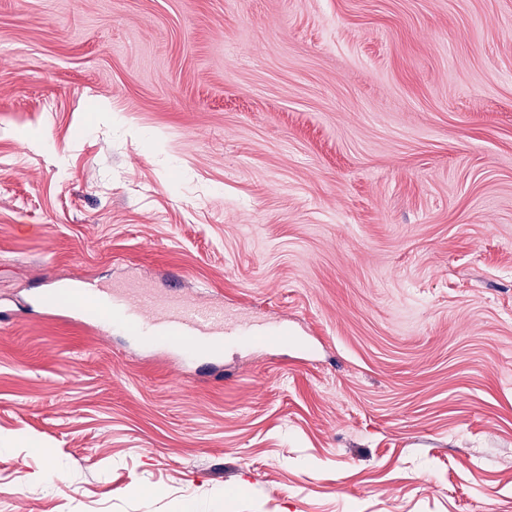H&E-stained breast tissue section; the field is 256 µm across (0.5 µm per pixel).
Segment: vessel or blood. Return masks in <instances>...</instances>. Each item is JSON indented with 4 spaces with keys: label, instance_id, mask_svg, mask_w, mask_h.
<instances>
[{
    "label": "vessel or blood",
    "instance_id": "b4317fda",
    "mask_svg": "<svg viewBox=\"0 0 512 512\" xmlns=\"http://www.w3.org/2000/svg\"><path fill=\"white\" fill-rule=\"evenodd\" d=\"M62 302L78 315L85 314L87 308H96L103 331L121 328L136 332L145 344L174 348L188 361L226 347L277 343L282 339L274 323H254L230 316L221 307L169 300L130 286L90 288L78 282L71 284L68 296L48 295L41 306L51 310Z\"/></svg>",
    "mask_w": 512,
    "mask_h": 512
}]
</instances>
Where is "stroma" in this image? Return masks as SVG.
Wrapping results in <instances>:
<instances>
[{"label":"stroma","instance_id":"obj_1","mask_svg":"<svg viewBox=\"0 0 512 512\" xmlns=\"http://www.w3.org/2000/svg\"><path fill=\"white\" fill-rule=\"evenodd\" d=\"M0 310V512H512V0H0ZM65 288L69 295L50 294L41 302L44 310H52L61 299L78 315L95 306L96 319L106 334L115 328L141 335L148 346H168L183 359L193 361L207 357L226 347L251 343H279V323H254L231 317L224 307L193 300L165 299L147 289L131 286L89 288L84 278H77Z\"/></svg>","mask_w":512,"mask_h":512}]
</instances>
